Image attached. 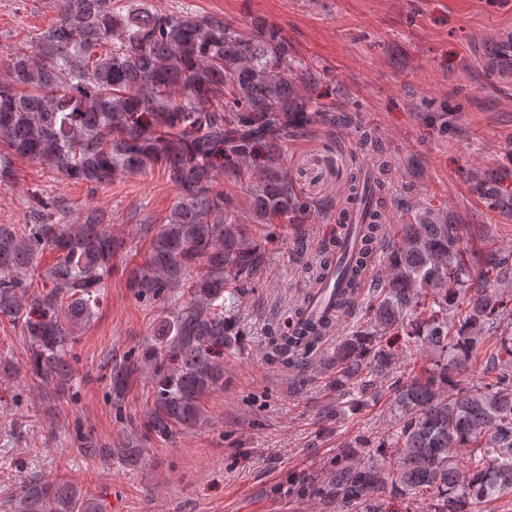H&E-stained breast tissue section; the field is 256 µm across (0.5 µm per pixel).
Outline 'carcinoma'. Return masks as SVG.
<instances>
[{
	"label": "carcinoma",
	"instance_id": "carcinoma-1",
	"mask_svg": "<svg viewBox=\"0 0 512 512\" xmlns=\"http://www.w3.org/2000/svg\"><path fill=\"white\" fill-rule=\"evenodd\" d=\"M56 18L28 53L9 59L0 80V183L26 159L92 188L160 168L177 191L169 213L151 226L142 265L127 271L135 296L178 303L161 316L144 360L153 367V403L142 428L166 439L201 420L202 399L224 388V348L239 329L224 314L226 297L244 294L264 263L277 224L293 226L292 251L304 252L305 229L318 205L294 189L288 146L317 129L332 131L336 108L300 93L319 72L291 53L264 22L239 29L191 11L159 13L148 0H54ZM375 186L354 175L348 198H363L374 220L383 176L392 166L378 140ZM247 196L245 209L238 193ZM68 206L33 197L24 224H0V320L27 342L28 374L51 397L73 377L77 331L97 307L125 241L91 210L65 219ZM467 228L424 207L388 236L368 226L366 247L349 269L381 267L370 285L369 320L326 358L336 415L388 396L393 430L361 440L336 458L311 487L337 512H387L398 496L427 512H488L512 496V249L475 252ZM49 250L54 262L38 260ZM329 325L293 324L272 347L289 360L314 349ZM428 357L418 375L398 373ZM138 363L111 369L115 398ZM129 465L135 448L83 447ZM21 512H92L59 483L34 478Z\"/></svg>",
	"mask_w": 512,
	"mask_h": 512
}]
</instances>
